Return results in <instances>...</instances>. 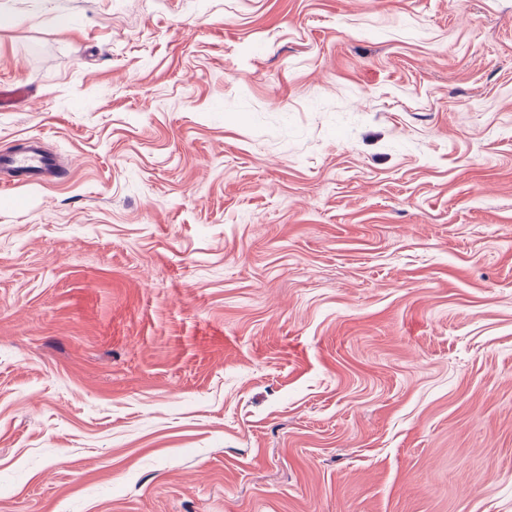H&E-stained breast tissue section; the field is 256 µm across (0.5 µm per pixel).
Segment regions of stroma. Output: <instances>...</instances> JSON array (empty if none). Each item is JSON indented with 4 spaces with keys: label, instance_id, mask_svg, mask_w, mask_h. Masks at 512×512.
Returning <instances> with one entry per match:
<instances>
[{
    "label": "stroma",
    "instance_id": "stroma-1",
    "mask_svg": "<svg viewBox=\"0 0 512 512\" xmlns=\"http://www.w3.org/2000/svg\"><path fill=\"white\" fill-rule=\"evenodd\" d=\"M0 14V512H512V0ZM15 176L33 183H49L63 180L66 170L40 139L28 138L20 146L0 152L1 183H9Z\"/></svg>",
    "mask_w": 512,
    "mask_h": 512
}]
</instances>
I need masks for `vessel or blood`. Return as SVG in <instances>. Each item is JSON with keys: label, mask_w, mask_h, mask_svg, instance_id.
Wrapping results in <instances>:
<instances>
[{"label": "vessel or blood", "mask_w": 512, "mask_h": 512, "mask_svg": "<svg viewBox=\"0 0 512 512\" xmlns=\"http://www.w3.org/2000/svg\"><path fill=\"white\" fill-rule=\"evenodd\" d=\"M16 176L33 183H49L63 180L66 171L40 139L28 138L0 152V182L9 183Z\"/></svg>", "instance_id": "b4317fda"}]
</instances>
